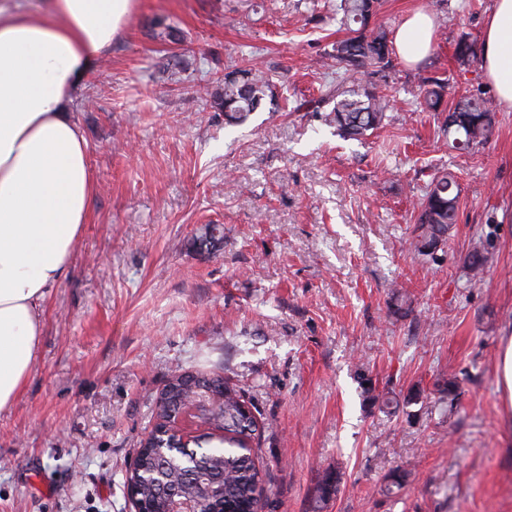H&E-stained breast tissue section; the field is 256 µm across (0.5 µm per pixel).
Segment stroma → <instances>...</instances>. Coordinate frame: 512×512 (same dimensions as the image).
I'll use <instances>...</instances> for the list:
<instances>
[{
  "instance_id": "1",
  "label": "stroma",
  "mask_w": 512,
  "mask_h": 512,
  "mask_svg": "<svg viewBox=\"0 0 512 512\" xmlns=\"http://www.w3.org/2000/svg\"><path fill=\"white\" fill-rule=\"evenodd\" d=\"M493 2L384 0L392 32L431 13L433 49L396 62L384 128L355 141L324 121L339 0H137L68 104L96 191L43 304L33 371L0 412V512H133L127 470L183 371L229 379L251 407L264 512H512L496 371L512 336V112L462 154L415 98L439 77L447 102L495 99L480 63L454 57L460 37L481 41ZM161 20L178 40L158 38ZM247 62L273 75L277 102L228 125L213 96ZM442 169L458 220L420 256L414 209ZM212 227L221 240L201 249ZM476 247L478 278L465 265ZM363 372L399 399L455 374L457 406L387 417L363 407ZM327 468L341 482L322 501Z\"/></svg>"
}]
</instances>
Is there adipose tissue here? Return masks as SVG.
<instances>
[{"mask_svg": "<svg viewBox=\"0 0 512 512\" xmlns=\"http://www.w3.org/2000/svg\"><path fill=\"white\" fill-rule=\"evenodd\" d=\"M135 5L52 0L55 24L0 8V411L33 370L42 304L88 220L87 144L66 106ZM433 27L426 12L409 14L394 36L399 59L428 56ZM484 27L482 72L512 111V0H495Z\"/></svg>", "mask_w": 512, "mask_h": 512, "instance_id": "ef3b65f1", "label": "adipose tissue"}]
</instances>
